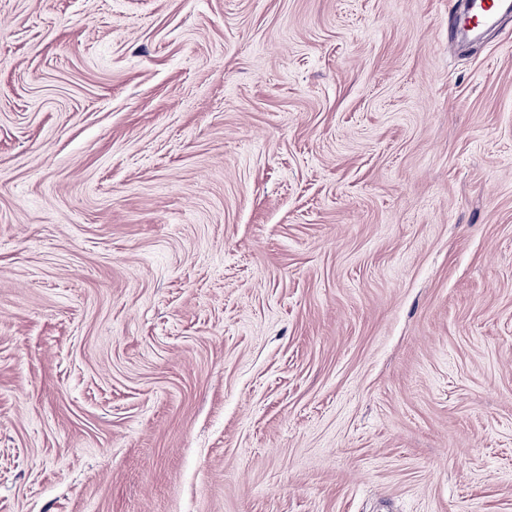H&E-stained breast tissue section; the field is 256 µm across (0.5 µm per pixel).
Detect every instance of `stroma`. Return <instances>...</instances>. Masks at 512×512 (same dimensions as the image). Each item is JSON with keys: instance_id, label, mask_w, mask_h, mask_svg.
I'll list each match as a JSON object with an SVG mask.
<instances>
[{"instance_id": "obj_1", "label": "stroma", "mask_w": 512, "mask_h": 512, "mask_svg": "<svg viewBox=\"0 0 512 512\" xmlns=\"http://www.w3.org/2000/svg\"><path fill=\"white\" fill-rule=\"evenodd\" d=\"M0 0V512H512V17Z\"/></svg>"}]
</instances>
